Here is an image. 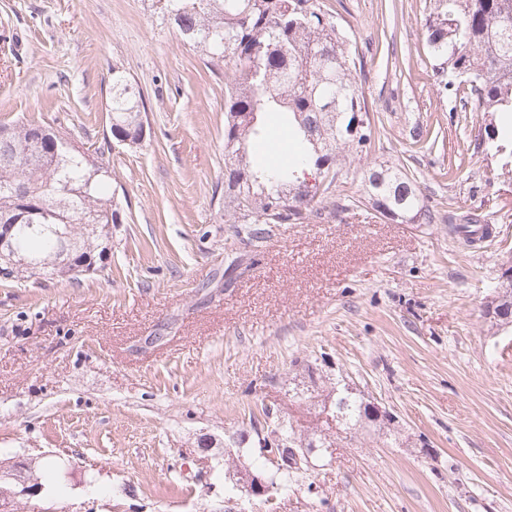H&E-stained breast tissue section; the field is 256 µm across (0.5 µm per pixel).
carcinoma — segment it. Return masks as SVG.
<instances>
[{"label": "carcinoma", "instance_id": "carcinoma-1", "mask_svg": "<svg viewBox=\"0 0 512 512\" xmlns=\"http://www.w3.org/2000/svg\"><path fill=\"white\" fill-rule=\"evenodd\" d=\"M164 17L212 66H224V210L246 225V238L265 239L267 224H301L315 200L338 189L343 165L368 158L378 135L356 81L357 53L347 35L316 0H158ZM426 45L438 61L446 90L465 83L497 119L480 130L479 145L512 173V0H431ZM112 120L125 131L139 127L143 96L126 71L112 68ZM276 114L293 150L272 162L258 150L267 140L264 115ZM31 125L7 128L0 138V224L7 240L36 260L44 278L77 280L93 258L119 209L110 195L108 168L73 149L66 135L48 140L20 167L5 154H25ZM371 208L400 224H430L433 214L416 182L400 168L363 170ZM457 227L469 242L488 236L476 214ZM512 293L486 305L496 326ZM339 430L391 433V421L370 419L362 396L347 393L330 404ZM279 465L272 479L286 484L299 468L287 448L273 445Z\"/></svg>", "mask_w": 512, "mask_h": 512}]
</instances>
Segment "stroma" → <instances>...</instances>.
<instances>
[{"label":"stroma","instance_id":"1","mask_svg":"<svg viewBox=\"0 0 512 512\" xmlns=\"http://www.w3.org/2000/svg\"><path fill=\"white\" fill-rule=\"evenodd\" d=\"M318 3L363 58L370 162L405 168L434 223L376 213L354 163L319 217L250 245L224 215V76L157 0H0V125L101 149L119 208L97 272L0 283V459L42 465L55 512H222L225 442L270 470L262 407L311 436L340 377L400 440L354 433L247 512H512V326L484 317L512 256V176L475 145L491 116L467 87L442 93L429 0ZM116 66L146 99L138 145L110 132ZM471 212L485 242L451 231Z\"/></svg>","mask_w":512,"mask_h":512}]
</instances>
